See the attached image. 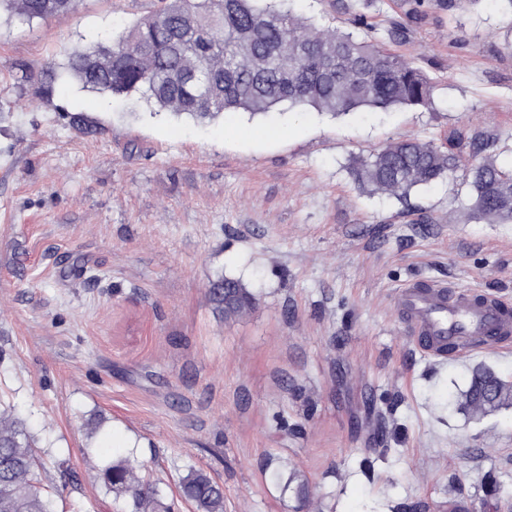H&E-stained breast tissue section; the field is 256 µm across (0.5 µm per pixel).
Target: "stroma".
Instances as JSON below:
<instances>
[{
  "instance_id": "stroma-1",
  "label": "stroma",
  "mask_w": 512,
  "mask_h": 512,
  "mask_svg": "<svg viewBox=\"0 0 512 512\" xmlns=\"http://www.w3.org/2000/svg\"><path fill=\"white\" fill-rule=\"evenodd\" d=\"M347 2L293 8L381 44L409 9ZM157 5L78 0L29 25L0 14V405L25 421L55 512H123L95 466L127 456L170 512H196L178 491L191 469L223 487L224 512H512V406L477 420L451 400L478 368L512 381V348L425 358L391 307L424 276L512 301V224L466 221L460 183L404 204L350 174L371 150L444 146L463 127L512 166V11L425 0L390 50L428 77L430 110L199 123L65 80L50 106L17 87V63L40 69ZM221 276L253 309L217 311ZM224 286L229 288V293L233 296L230 301L226 298L224 300V295L228 294ZM210 294L217 308L224 314V318L241 316L255 303V298L249 290L243 288L238 281L223 276L213 282Z\"/></svg>"
}]
</instances>
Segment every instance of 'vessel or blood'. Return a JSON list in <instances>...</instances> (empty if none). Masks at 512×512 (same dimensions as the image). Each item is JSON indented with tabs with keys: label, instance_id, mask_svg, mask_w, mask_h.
<instances>
[{
	"label": "vessel or blood",
	"instance_id": "b4317fda",
	"mask_svg": "<svg viewBox=\"0 0 512 512\" xmlns=\"http://www.w3.org/2000/svg\"><path fill=\"white\" fill-rule=\"evenodd\" d=\"M393 307L415 347L433 359L463 357L512 342V306L478 289L413 279L394 291Z\"/></svg>",
	"mask_w": 512,
	"mask_h": 512
}]
</instances>
